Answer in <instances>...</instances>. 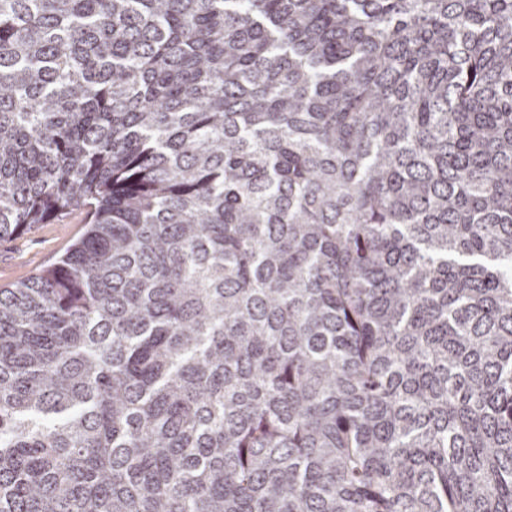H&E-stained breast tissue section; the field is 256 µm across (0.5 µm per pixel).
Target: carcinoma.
Here are the masks:
<instances>
[{
	"label": "carcinoma",
	"mask_w": 512,
	"mask_h": 512,
	"mask_svg": "<svg viewBox=\"0 0 512 512\" xmlns=\"http://www.w3.org/2000/svg\"><path fill=\"white\" fill-rule=\"evenodd\" d=\"M0 512H512V0H0ZM87 222L85 209L69 210L49 224H34L0 240V288L25 281L59 259L81 236Z\"/></svg>",
	"instance_id": "cac0c4a2"
}]
</instances>
